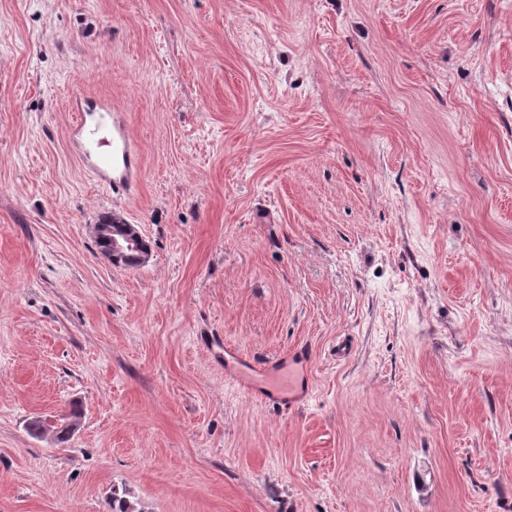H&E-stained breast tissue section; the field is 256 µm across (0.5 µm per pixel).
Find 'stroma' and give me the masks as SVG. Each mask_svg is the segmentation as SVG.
I'll use <instances>...</instances> for the list:
<instances>
[{"label": "stroma", "mask_w": 512, "mask_h": 512, "mask_svg": "<svg viewBox=\"0 0 512 512\" xmlns=\"http://www.w3.org/2000/svg\"><path fill=\"white\" fill-rule=\"evenodd\" d=\"M77 90L126 116V194ZM297 349L306 401L237 383ZM116 489L512 512V0H0V512ZM88 111L97 119L88 124L81 119L73 136L86 159L93 166L100 182L112 190H128L140 177L141 170L135 144L127 126L118 113H112L106 104L88 105ZM114 221H119L117 217H112V224L110 220H104L101 224H109L108 230L104 235V241L107 245L105 256L112 262L116 260L118 255L124 254L126 251H140L141 258L148 255L143 251L142 243L144 242L141 234L132 232L126 224H114ZM95 243L99 251L105 249V243L99 235L98 229L95 227Z\"/></svg>", "instance_id": "obj_1"}]
</instances>
